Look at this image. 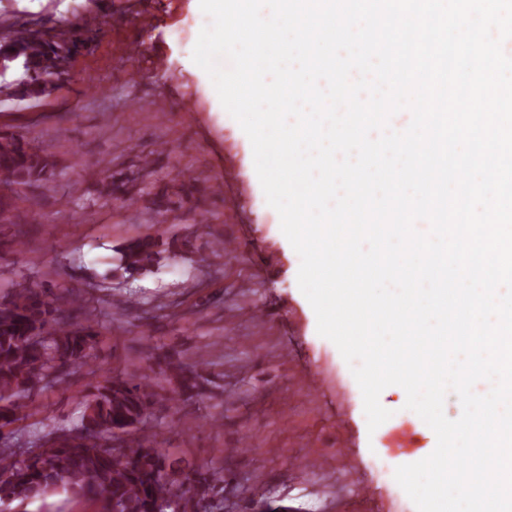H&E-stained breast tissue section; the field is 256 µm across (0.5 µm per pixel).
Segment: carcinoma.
<instances>
[{
  "instance_id": "carcinoma-1",
  "label": "carcinoma",
  "mask_w": 512,
  "mask_h": 512,
  "mask_svg": "<svg viewBox=\"0 0 512 512\" xmlns=\"http://www.w3.org/2000/svg\"><path fill=\"white\" fill-rule=\"evenodd\" d=\"M71 37L21 39L19 32L0 37V68H17L22 79L0 81V96L38 99L54 88V61L69 52ZM55 161L39 147L13 135L0 136V176L22 189L52 188ZM176 241L149 235L125 240L116 248L117 270L130 277L151 270L163 254L177 255ZM98 330L83 317L78 299L59 290L16 281L0 297V439L21 419L22 405L41 383L65 380L71 367L88 361ZM180 380L178 395L190 399L198 390L194 370L168 361ZM150 393L142 382L112 378L87 397L80 425L49 433L24 458L0 449V501L44 499L65 492L91 495L101 512H187L191 502L213 494L214 484L200 470L183 471L165 464L161 452L138 443L122 451L101 443L117 431L142 430L148 424Z\"/></svg>"
}]
</instances>
